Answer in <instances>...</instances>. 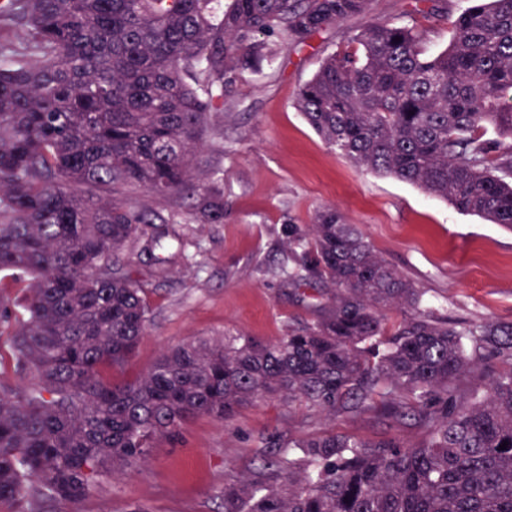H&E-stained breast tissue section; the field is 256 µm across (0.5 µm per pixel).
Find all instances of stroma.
<instances>
[{
    "label": "stroma",
    "mask_w": 512,
    "mask_h": 512,
    "mask_svg": "<svg viewBox=\"0 0 512 512\" xmlns=\"http://www.w3.org/2000/svg\"><path fill=\"white\" fill-rule=\"evenodd\" d=\"M469 0H370L364 14L282 47L224 94V112L204 140L201 164L224 184V221L194 224L182 199L139 204L160 212L178 243L170 263L155 264L143 239L122 259L146 290L150 325L126 376L149 368L168 347L226 335L273 341L314 317L313 299L291 293L295 265L288 227L332 207L357 225L374 250L424 295L434 314L512 322V229L463 214L417 186L353 165L328 146L295 107L299 88L329 54L353 47L367 26L414 22L428 53L445 50L452 20ZM338 430L363 439L420 442L413 423L390 426L372 413L330 421L285 400L258 402L227 423L201 415L127 474H103L77 507L43 496L41 512H224V485L249 474L267 455L265 437L299 438Z\"/></svg>",
    "instance_id": "stroma-1"
}]
</instances>
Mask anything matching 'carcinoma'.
Masks as SVG:
<instances>
[{
	"mask_svg": "<svg viewBox=\"0 0 512 512\" xmlns=\"http://www.w3.org/2000/svg\"><path fill=\"white\" fill-rule=\"evenodd\" d=\"M7 0L0 7V301L15 366L0 388V502L39 489L76 504L107 470L137 468L190 418L271 399L331 419L363 410L425 438L331 432L224 484V512H512V323H467L423 295L332 208L288 229V280L318 283L314 319L275 342L226 336L166 349L115 378L150 323L126 244L173 247L143 191L224 223L219 178L195 174L224 88L276 35L298 43L369 0ZM299 90L310 127L351 162L512 228V0H474L428 56L414 23H373ZM498 134L496 145L485 129ZM508 442L505 449L500 444ZM0 275V297L12 304H21L24 302L28 294L29 281L14 280L10 277Z\"/></svg>",
	"mask_w": 512,
	"mask_h": 512,
	"instance_id": "1",
	"label": "carcinoma"
}]
</instances>
